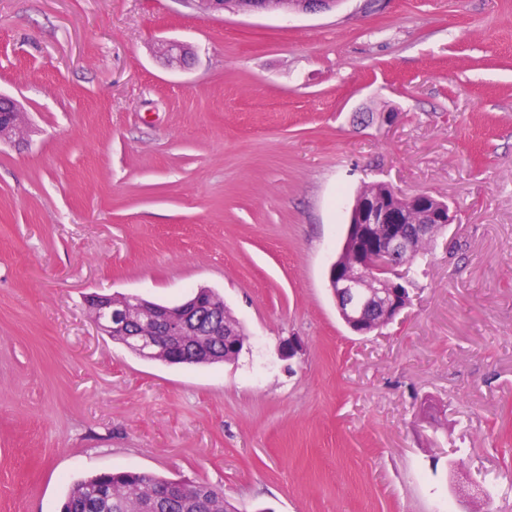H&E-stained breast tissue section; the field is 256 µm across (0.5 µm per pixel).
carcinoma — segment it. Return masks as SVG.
Here are the masks:
<instances>
[{"mask_svg":"<svg viewBox=\"0 0 512 512\" xmlns=\"http://www.w3.org/2000/svg\"><path fill=\"white\" fill-rule=\"evenodd\" d=\"M435 241L433 237L420 238L412 243L409 268L418 266L427 248ZM220 322L224 323V335L209 336L207 326L210 317H205L191 329V335L179 336L176 345L181 353L191 357L195 363H231L239 352L224 350V342L233 340L244 343L246 334L241 323L227 306L219 309ZM174 484L171 479L150 472L108 471L90 475L75 482L60 505L59 512H235L224 499V494L204 484H177L174 495L158 503L154 500L156 487Z\"/></svg>","mask_w":512,"mask_h":512,"instance_id":"1","label":"carcinoma"}]
</instances>
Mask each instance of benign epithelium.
<instances>
[{"instance_id": "1", "label": "benign epithelium", "mask_w": 512, "mask_h": 512, "mask_svg": "<svg viewBox=\"0 0 512 512\" xmlns=\"http://www.w3.org/2000/svg\"><path fill=\"white\" fill-rule=\"evenodd\" d=\"M196 8L209 16L226 10L238 14H256L273 10L271 0H192ZM344 0H288L290 13L332 11ZM189 48L175 40L163 45V55L170 63H182ZM26 132L16 104L0 97V141L24 139ZM393 197L406 198L424 210L426 223L420 233L432 234L452 223L448 203L416 192L405 196L397 191ZM409 233L404 217L390 197L362 200L351 209L344 242H357L354 259L348 265L335 260L328 270V287L336 302L338 313L355 333L365 336L371 332L367 310L376 307L381 322L394 321L411 303L405 288L404 264L400 257L410 251ZM209 293L198 291L177 305H163L144 300L138 295L116 298L109 294H92L88 305L94 311L96 327L108 336H126L128 330L139 327L136 334L138 351L153 359L164 350L163 341L170 336H185L205 307Z\"/></svg>"}]
</instances>
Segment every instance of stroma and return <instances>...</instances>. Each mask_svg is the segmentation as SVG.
<instances>
[{
    "label": "stroma",
    "instance_id": "obj_1",
    "mask_svg": "<svg viewBox=\"0 0 512 512\" xmlns=\"http://www.w3.org/2000/svg\"><path fill=\"white\" fill-rule=\"evenodd\" d=\"M1 94L28 135L0 143V512L108 470L238 512H512V0H0ZM376 181L454 221L359 336L327 270ZM200 287L235 362L140 358L84 303ZM196 8L209 16L226 10L238 14H256L274 10L269 0H191ZM343 0H289L288 8L283 9L290 13H317L335 10Z\"/></svg>",
    "mask_w": 512,
    "mask_h": 512
}]
</instances>
